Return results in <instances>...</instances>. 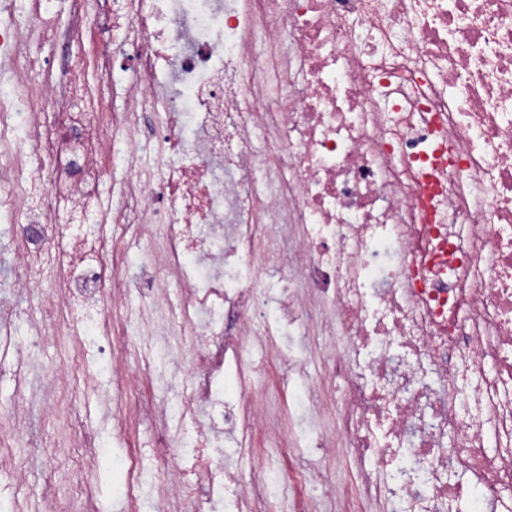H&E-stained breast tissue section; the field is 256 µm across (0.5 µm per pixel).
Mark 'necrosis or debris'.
Masks as SVG:
<instances>
[{"label": "necrosis or debris", "instance_id": "obj_1", "mask_svg": "<svg viewBox=\"0 0 512 512\" xmlns=\"http://www.w3.org/2000/svg\"><path fill=\"white\" fill-rule=\"evenodd\" d=\"M50 13L30 29L0 22V213L26 220L13 254L19 284L47 241L162 238L160 272L105 271L90 252L55 262L70 321L108 328L101 294L149 289L155 317L137 350L169 379L183 326L200 376L160 400L163 445L187 424L191 456L146 472L192 512H246L261 485L240 487L224 444H243L260 413L250 395L275 336L305 335L310 309L336 315L331 348L343 443L361 491L394 512H512V0H99L92 59L135 64L124 111H72L70 85L36 72L34 32L82 35ZM152 136L134 141L144 118ZM26 129L54 164L31 167ZM261 132L263 156L251 151ZM102 153L127 154L116 203L100 191ZM71 209L94 224L64 234ZM276 224H294L292 264L263 281L255 256ZM236 393L224 398L225 377Z\"/></svg>", "mask_w": 512, "mask_h": 512}]
</instances>
